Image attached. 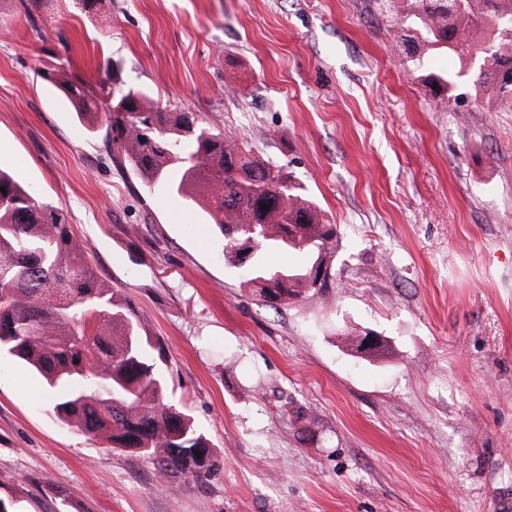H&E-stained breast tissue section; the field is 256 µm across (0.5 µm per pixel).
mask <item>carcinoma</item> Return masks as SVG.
<instances>
[{"label": "carcinoma", "mask_w": 512, "mask_h": 512, "mask_svg": "<svg viewBox=\"0 0 512 512\" xmlns=\"http://www.w3.org/2000/svg\"><path fill=\"white\" fill-rule=\"evenodd\" d=\"M394 25L414 33L411 62L424 71L431 50L464 57L472 26L490 31L478 66L456 74L428 73L442 99L455 101L462 78L491 82L512 104V0H378ZM75 111L101 119L118 152L148 185L203 205L224 240V262L248 265V283L268 303L318 295L330 281L267 262L272 251L304 250L313 260L330 254L336 225L323 222L306 187L291 174L226 144L224 133L195 112H164L147 93L116 98L109 81L99 97L85 84L60 82ZM0 353L21 360L45 381L56 417L106 449L150 461L170 487L182 477L205 483L222 461L191 416L166 398L161 365L166 347L144 329L120 290L109 287L73 241L61 210L0 169Z\"/></svg>", "instance_id": "carcinoma-1"}]
</instances>
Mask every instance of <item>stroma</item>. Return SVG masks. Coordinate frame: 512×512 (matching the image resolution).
I'll use <instances>...</instances> for the list:
<instances>
[{
    "label": "stroma",
    "instance_id": "obj_1",
    "mask_svg": "<svg viewBox=\"0 0 512 512\" xmlns=\"http://www.w3.org/2000/svg\"><path fill=\"white\" fill-rule=\"evenodd\" d=\"M376 0H0V167L62 210L168 349L223 469L163 490L0 357L15 512H512V109H451ZM114 74L297 178L331 286L271 306L199 205L145 184L46 81ZM383 346L356 352L350 332Z\"/></svg>",
    "mask_w": 512,
    "mask_h": 512
}]
</instances>
